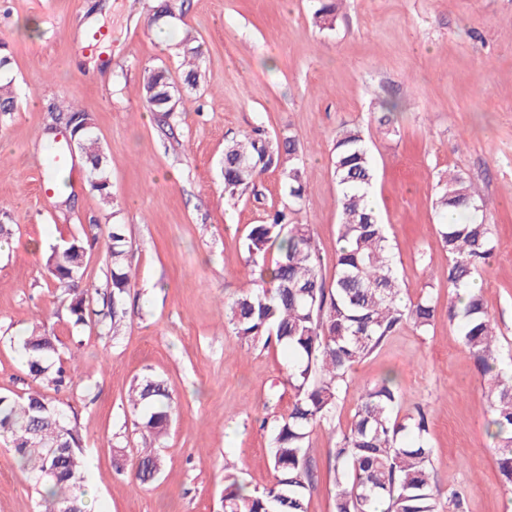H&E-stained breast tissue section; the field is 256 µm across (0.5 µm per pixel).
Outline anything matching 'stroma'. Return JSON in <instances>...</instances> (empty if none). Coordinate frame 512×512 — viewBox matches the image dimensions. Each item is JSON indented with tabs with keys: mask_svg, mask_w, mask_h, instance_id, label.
<instances>
[{
	"mask_svg": "<svg viewBox=\"0 0 512 512\" xmlns=\"http://www.w3.org/2000/svg\"><path fill=\"white\" fill-rule=\"evenodd\" d=\"M160 0H0V39L10 58L18 108L0 121V224L14 234L0 250V393L41 388L75 416L90 463L91 512H224V472L246 487L273 481L268 425L294 392L273 346L244 347L224 305L248 290L243 238L283 198L267 172L238 202L224 196L228 135L263 125L296 133L306 167L305 205L322 274L332 279L340 203L329 156L337 132L357 126L371 141L374 203L395 247L409 294L439 293L428 332L404 327L357 364L336 409L346 428L359 388L393 373L399 412L424 408L441 492L464 490L466 512H512V486L499 472L486 431L480 375L446 316L448 257L433 207L440 177L462 172L479 189L494 226L493 255L479 283L512 354V0H338L333 27L319 28L312 0H185L171 28L151 24ZM203 45L200 91L173 118L149 111L142 70L180 75L175 49L185 33ZM76 101L109 154L114 205L88 183L81 153L74 178L49 193L47 128L61 100ZM391 101L394 135L377 130ZM126 227L135 284L119 337L73 325L52 302L45 262L71 237L99 240L83 285L109 288L107 227ZM44 322L73 352L71 386H39L18 341ZM164 378L175 396L159 453L162 473L134 478L142 439L127 407L131 383ZM335 439L310 435L316 483L308 512H334ZM122 447L115 456L114 447ZM41 497L12 448L0 442V512H38Z\"/></svg>",
	"mask_w": 512,
	"mask_h": 512,
	"instance_id": "obj_1",
	"label": "stroma"
}]
</instances>
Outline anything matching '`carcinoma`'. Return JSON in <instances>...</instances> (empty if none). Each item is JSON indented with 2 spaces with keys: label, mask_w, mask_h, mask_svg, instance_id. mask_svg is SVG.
I'll return each instance as SVG.
<instances>
[{
  "label": "carcinoma",
  "mask_w": 512,
  "mask_h": 512,
  "mask_svg": "<svg viewBox=\"0 0 512 512\" xmlns=\"http://www.w3.org/2000/svg\"><path fill=\"white\" fill-rule=\"evenodd\" d=\"M182 0H162L155 18L183 13ZM336 0H318L314 19L331 27ZM182 74L175 80L164 68L143 70V91L152 112L186 111L196 96L201 73V45L186 35L178 47ZM11 85L0 83V114L15 111ZM74 148L94 171L91 189L112 202L108 158L91 128L81 130ZM330 169L340 195L335 273L331 284L321 271L319 249L310 225L295 222L305 198V164L293 133L271 135L263 127L233 135L224 145V195L237 200L255 188L270 170L282 178L285 200L271 207L244 240V267L255 287L226 303L225 320L247 348L274 343L286 353L287 383L295 397L275 420L269 448L274 481L262 489L225 476L224 512H308L316 473L309 436L317 426H331L344 387L353 382L354 366L406 325L425 333L437 318L434 289L423 288L403 300L393 246L385 224L370 202L375 178L369 141L358 127L336 134ZM434 207L441 215L465 213L469 219L444 220L436 230L448 253V322L457 324L461 342L474 359L489 413L490 436L497 441L496 461L505 483L512 485V363L497 347L495 323L482 290L472 288L478 267L494 252L492 224L486 220L479 192L459 172L440 179ZM111 288L102 309L92 308L80 287L89 241L73 237L52 247L47 265L55 291L67 304L75 325L109 324L119 335L126 318V298L133 288L127 262L125 225L109 232ZM21 357L34 380L60 388L73 379L63 343L36 324L20 341ZM131 412L140 418L144 441L136 479L145 484L161 472L163 461L152 448L166 435L174 410L173 390L145 375L132 387ZM336 433L335 512H463V497L441 492L431 474L432 447L427 415L421 408L404 417L398 411L394 379L360 387L359 402L347 429ZM0 438L7 440L20 465L40 486L44 512L63 505L86 512L87 461L76 422L37 390L19 400L0 394Z\"/></svg>",
  "instance_id": "carcinoma-1"
}]
</instances>
